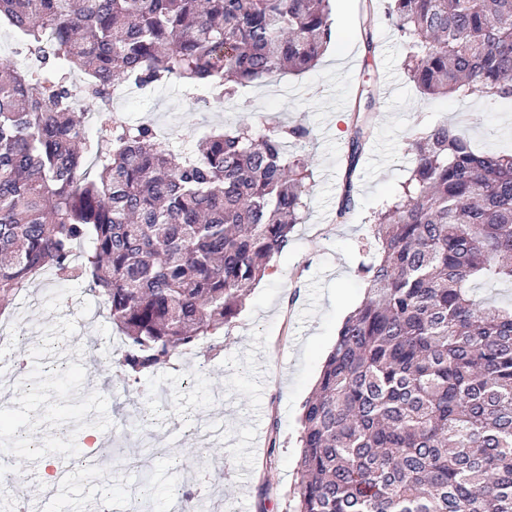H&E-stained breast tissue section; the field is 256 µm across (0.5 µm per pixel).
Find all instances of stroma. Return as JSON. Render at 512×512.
<instances>
[{"label": "stroma", "instance_id": "35a3bbf8", "mask_svg": "<svg viewBox=\"0 0 512 512\" xmlns=\"http://www.w3.org/2000/svg\"><path fill=\"white\" fill-rule=\"evenodd\" d=\"M330 5L334 41L316 67L240 88L233 110L209 92L176 84L111 98L109 112L151 126L183 151L196 149L213 130L242 123L308 127L309 139L293 148L311 161L304 219L230 324L136 379L91 343V336L114 337L118 330L85 282L48 271L0 300V331L28 338L22 374L0 385V455L14 462L12 481L24 493L27 512H43L47 498L57 512H89L106 499L112 512H125L137 490L139 512H174L177 482L194 502L221 503V512H290L303 405L343 321L366 297L357 270L375 251L374 211L410 175L408 141L419 129L446 123L474 149L512 152V100H421L407 74L402 38L386 16L388 0ZM366 28L378 45L373 55L361 37ZM371 91L374 129L353 176L354 207L343 216L350 130ZM138 404L154 415L145 432L126 425ZM20 419L45 437L39 450L13 437ZM200 421L216 423L220 436L205 440L187 432V424ZM90 430L105 445L94 467L86 468ZM272 443L277 452L271 457ZM47 459L65 478L45 491ZM107 471L112 486L105 490ZM265 483L270 491L263 499Z\"/></svg>", "mask_w": 512, "mask_h": 512}]
</instances>
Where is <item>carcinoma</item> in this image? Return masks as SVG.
Segmentation results:
<instances>
[{
  "label": "carcinoma",
  "instance_id": "carcinoma-1",
  "mask_svg": "<svg viewBox=\"0 0 512 512\" xmlns=\"http://www.w3.org/2000/svg\"><path fill=\"white\" fill-rule=\"evenodd\" d=\"M330 13V0H0L50 71L0 63V296L47 270L85 281L135 376L230 323L302 220L310 162L288 140L310 130L240 124L183 156L110 113L89 142L79 103L107 105L117 81L230 100L314 68ZM388 16L423 95L512 99V0H391ZM410 149L402 192L374 212L366 298L303 405L292 512H512V304L475 292L512 284V154L446 124Z\"/></svg>",
  "mask_w": 512,
  "mask_h": 512
}]
</instances>
